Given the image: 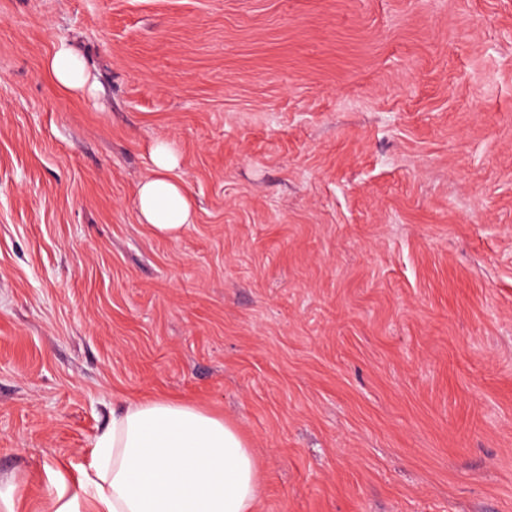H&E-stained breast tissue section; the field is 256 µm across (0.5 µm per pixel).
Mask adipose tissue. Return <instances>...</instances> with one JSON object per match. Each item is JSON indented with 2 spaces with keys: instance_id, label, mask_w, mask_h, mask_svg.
Segmentation results:
<instances>
[{
  "instance_id": "ef3b65f1",
  "label": "adipose tissue",
  "mask_w": 512,
  "mask_h": 512,
  "mask_svg": "<svg viewBox=\"0 0 512 512\" xmlns=\"http://www.w3.org/2000/svg\"><path fill=\"white\" fill-rule=\"evenodd\" d=\"M44 71L69 95L91 92L84 58L61 44ZM151 166L137 186L141 223L178 238L196 218L195 203L177 171L181 156L169 140L149 147ZM83 473V500L54 499L49 512H254L259 499L257 461L239 431L222 417L165 398L126 403L95 444Z\"/></svg>"
}]
</instances>
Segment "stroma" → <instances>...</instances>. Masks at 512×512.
Returning <instances> with one entry per match:
<instances>
[{"instance_id":"stroma-1","label":"stroma","mask_w":512,"mask_h":512,"mask_svg":"<svg viewBox=\"0 0 512 512\" xmlns=\"http://www.w3.org/2000/svg\"><path fill=\"white\" fill-rule=\"evenodd\" d=\"M159 138L176 240L136 212ZM153 397L240 431L255 512H512V0H0L15 512ZM44 71L60 91L69 95H84L95 85L84 58L65 44L56 46L46 57ZM149 156V172L136 189L137 215L157 235L176 239L196 218L194 200L176 173L180 152L171 141L157 139L149 147Z\"/></svg>"}]
</instances>
